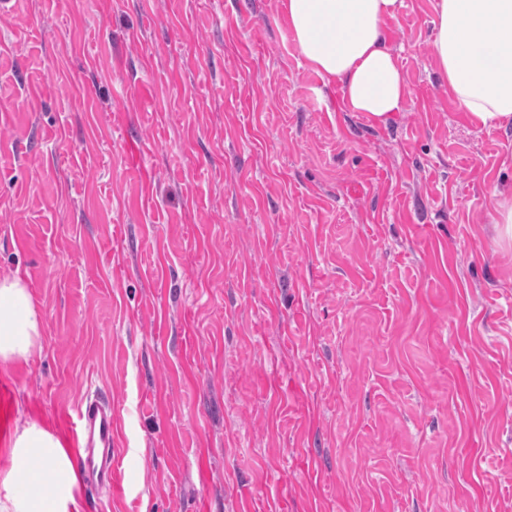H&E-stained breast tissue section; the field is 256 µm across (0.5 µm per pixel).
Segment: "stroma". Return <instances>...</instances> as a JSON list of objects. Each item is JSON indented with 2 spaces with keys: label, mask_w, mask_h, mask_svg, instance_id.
Segmentation results:
<instances>
[{
  "label": "stroma",
  "mask_w": 512,
  "mask_h": 512,
  "mask_svg": "<svg viewBox=\"0 0 512 512\" xmlns=\"http://www.w3.org/2000/svg\"><path fill=\"white\" fill-rule=\"evenodd\" d=\"M433 18L390 24L379 125L283 0L0 12V277L44 317L0 439L111 401L122 489L78 512H512V124L456 106Z\"/></svg>",
  "instance_id": "35a3bbf8"
}]
</instances>
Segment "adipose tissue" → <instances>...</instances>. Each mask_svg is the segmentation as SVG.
Here are the masks:
<instances>
[{"instance_id": "1", "label": "adipose tissue", "mask_w": 512, "mask_h": 512, "mask_svg": "<svg viewBox=\"0 0 512 512\" xmlns=\"http://www.w3.org/2000/svg\"><path fill=\"white\" fill-rule=\"evenodd\" d=\"M403 0H285L299 53L345 108L379 124L411 92L388 43ZM432 56L472 122L512 124V0H436ZM43 315L24 279L0 277V367L29 360ZM0 454V512H75L77 467L59 436L37 421L15 430Z\"/></svg>"}]
</instances>
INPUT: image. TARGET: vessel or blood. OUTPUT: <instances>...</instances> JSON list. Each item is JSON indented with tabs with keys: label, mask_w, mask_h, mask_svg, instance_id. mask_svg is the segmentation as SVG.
<instances>
[{
	"label": "vessel or blood",
	"mask_w": 512,
	"mask_h": 512,
	"mask_svg": "<svg viewBox=\"0 0 512 512\" xmlns=\"http://www.w3.org/2000/svg\"><path fill=\"white\" fill-rule=\"evenodd\" d=\"M76 429L82 441L79 460L86 487L92 491L112 488L118 469L112 445L118 428L111 403L99 396L87 398L78 410Z\"/></svg>",
	"instance_id": "obj_1"
}]
</instances>
